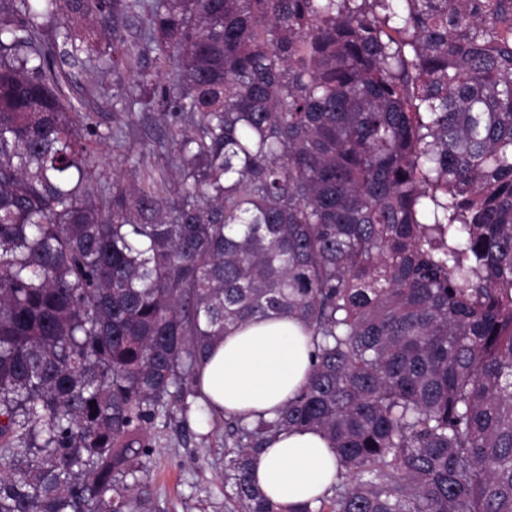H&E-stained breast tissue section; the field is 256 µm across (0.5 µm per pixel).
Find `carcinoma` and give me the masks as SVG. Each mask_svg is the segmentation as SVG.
Masks as SVG:
<instances>
[{
  "label": "carcinoma",
  "instance_id": "obj_1",
  "mask_svg": "<svg viewBox=\"0 0 512 512\" xmlns=\"http://www.w3.org/2000/svg\"><path fill=\"white\" fill-rule=\"evenodd\" d=\"M141 12L176 182L103 194L58 64ZM276 318L313 367L225 419L234 512H512V0H0V512H145L154 422ZM309 429L336 480L285 510L250 458Z\"/></svg>",
  "mask_w": 512,
  "mask_h": 512
}]
</instances>
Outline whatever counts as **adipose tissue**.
<instances>
[{
    "mask_svg": "<svg viewBox=\"0 0 512 512\" xmlns=\"http://www.w3.org/2000/svg\"><path fill=\"white\" fill-rule=\"evenodd\" d=\"M312 351L309 332L295 320L239 325L213 343L201 371V392L217 414L273 416L308 380ZM250 473L271 502L296 507L330 486L336 458L321 433L284 431L252 457Z\"/></svg>",
    "mask_w": 512,
    "mask_h": 512,
    "instance_id": "adipose-tissue-1",
    "label": "adipose tissue"
}]
</instances>
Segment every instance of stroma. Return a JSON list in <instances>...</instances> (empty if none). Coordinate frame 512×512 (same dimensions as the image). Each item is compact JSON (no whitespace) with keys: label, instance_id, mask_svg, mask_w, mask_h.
I'll return each instance as SVG.
<instances>
[{"label":"stroma","instance_id":"1","mask_svg":"<svg viewBox=\"0 0 512 512\" xmlns=\"http://www.w3.org/2000/svg\"><path fill=\"white\" fill-rule=\"evenodd\" d=\"M153 55L145 54L136 68L102 69L95 62L67 71L64 91L79 111L88 113L101 134L89 142L100 188H108L113 175L124 174L128 157L143 160L142 168H166L172 150L155 120L162 107L156 101L141 106V118L115 140L110 132L132 88L135 69H151ZM155 448L146 460L149 472L146 491L150 512H226L229 503L224 488V419L208 415L206 422L183 430L173 425L153 429Z\"/></svg>","mask_w":512,"mask_h":512}]
</instances>
